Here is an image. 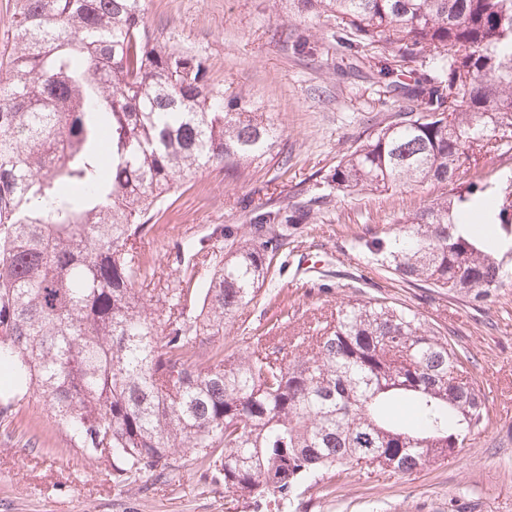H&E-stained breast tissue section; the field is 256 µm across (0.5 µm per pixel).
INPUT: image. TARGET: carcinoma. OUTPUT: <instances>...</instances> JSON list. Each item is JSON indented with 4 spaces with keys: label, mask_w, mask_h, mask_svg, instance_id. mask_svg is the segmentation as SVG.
I'll return each instance as SVG.
<instances>
[{
    "label": "carcinoma",
    "mask_w": 512,
    "mask_h": 512,
    "mask_svg": "<svg viewBox=\"0 0 512 512\" xmlns=\"http://www.w3.org/2000/svg\"><path fill=\"white\" fill-rule=\"evenodd\" d=\"M286 40L313 56L319 25L348 58L371 59L403 116L318 182L333 194L440 185L359 247L403 281L481 303L512 281V183L458 181L477 153L512 141V0H289ZM0 83V371L48 402L74 448L116 483L167 476L190 457L233 499L287 503L356 467L410 475L456 457L483 428L469 357L410 309L352 300L289 346L208 350L253 303L288 225L309 206L255 212L256 234L187 266L186 287L146 280L134 243L202 169L241 176L267 163L272 117L210 76L208 58L149 33L145 0H15ZM486 211L489 235L457 216ZM408 402L416 418L397 422Z\"/></svg>",
    "instance_id": "1"
}]
</instances>
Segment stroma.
<instances>
[{"label": "stroma", "mask_w": 512, "mask_h": 512, "mask_svg": "<svg viewBox=\"0 0 512 512\" xmlns=\"http://www.w3.org/2000/svg\"><path fill=\"white\" fill-rule=\"evenodd\" d=\"M147 16L159 39L207 56L212 79L249 95L281 130L265 166L240 178L205 171L147 225L137 251L161 288L177 277L175 244L201 240L218 253L226 246L224 231L251 238L256 210L307 201L320 176L396 120L400 105L380 92L368 62L349 64L335 44L325 43L314 57L292 54L283 33L288 0H149ZM510 177L512 149H501L465 169L461 180ZM440 194L432 186L333 196L314 223L289 227L264 293L213 340L241 351L243 327L262 336L274 325L278 336L289 337L336 303L374 298L420 313L470 357L488 416L457 458L410 475L377 469L327 477L288 512H512V284L476 305L464 295L404 282L356 246L368 230L389 226ZM0 512L269 509L251 499L229 501L223 483L193 462L166 478L146 475L117 485L111 467L72 448L43 398L31 393L0 418Z\"/></svg>", "instance_id": "obj_1"}]
</instances>
